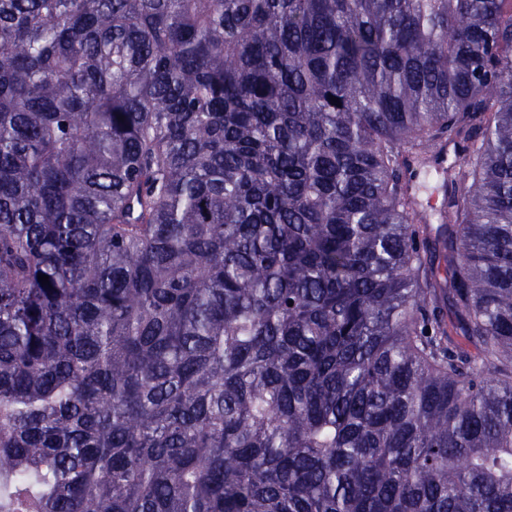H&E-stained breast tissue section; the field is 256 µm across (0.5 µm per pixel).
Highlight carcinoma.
<instances>
[{
	"instance_id": "1",
	"label": "carcinoma",
	"mask_w": 512,
	"mask_h": 512,
	"mask_svg": "<svg viewBox=\"0 0 512 512\" xmlns=\"http://www.w3.org/2000/svg\"><path fill=\"white\" fill-rule=\"evenodd\" d=\"M0 512H512V0H0ZM415 176V194L418 202L427 207L430 203H434L436 197L442 199L441 184L443 181V174L437 172L434 168L417 170Z\"/></svg>"
}]
</instances>
